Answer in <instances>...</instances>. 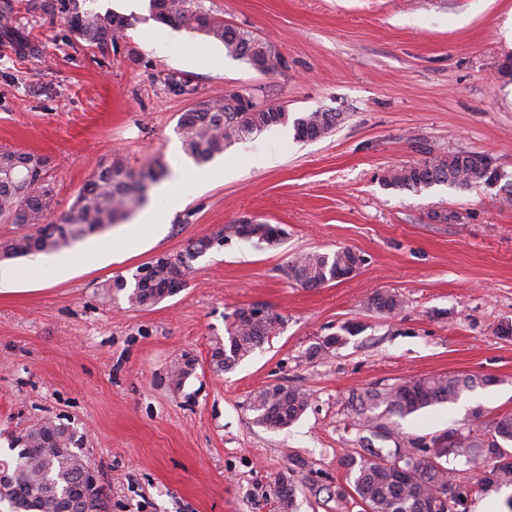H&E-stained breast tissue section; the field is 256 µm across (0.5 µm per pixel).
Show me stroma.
<instances>
[{"label":"stroma","mask_w":512,"mask_h":512,"mask_svg":"<svg viewBox=\"0 0 512 512\" xmlns=\"http://www.w3.org/2000/svg\"><path fill=\"white\" fill-rule=\"evenodd\" d=\"M31 43H0V145L46 156L55 207L66 211L101 164L122 155L135 169L179 144L176 125L198 99L240 89L285 105L290 117L340 112L331 133L295 140L291 125L233 141L218 164L236 177L188 198L172 196L137 251L87 266V241L67 249L69 278L37 290L0 278V456L11 439L52 419L78 428L107 495L106 512H282L275 481L288 457L298 474L295 512H336L344 457L359 449L351 390L411 376L489 374L496 386L401 419L407 436L512 414V205L497 185L384 188L387 170L431 155L487 156L512 181V0H206L225 23L273 42L284 69L263 74L220 42L150 15L149 0H87L130 25L100 49L62 16L14 0ZM175 45L159 53L149 40ZM195 53L184 56L183 45ZM192 92L170 89L168 76ZM274 165H267L268 156ZM455 213L436 224L431 210ZM277 224L268 246L240 238L192 262L185 284L149 308L132 306L115 279L241 220ZM350 247L364 256L349 278L306 289L282 269L302 250ZM406 306L388 318L366 309L379 290ZM263 305L279 333L231 369L212 360L226 314ZM355 324L328 358L311 346ZM191 358L182 383L173 366ZM307 390L293 425L268 430L248 408L274 384Z\"/></svg>","instance_id":"stroma-1"}]
</instances>
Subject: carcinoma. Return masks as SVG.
I'll return each mask as SVG.
<instances>
[{
  "mask_svg": "<svg viewBox=\"0 0 512 512\" xmlns=\"http://www.w3.org/2000/svg\"><path fill=\"white\" fill-rule=\"evenodd\" d=\"M35 7L45 15H66L73 32L91 46L102 47L125 36L128 27L125 17L82 10L78 0H36ZM150 9L156 21L171 27L188 26L223 43L228 54L259 70L276 72L285 66L270 44L245 29L224 23V18L205 6V0H150ZM0 41L19 55L30 50L28 36L15 26L12 0L0 3ZM252 97L250 90L241 89L204 100L194 111L183 113L177 133L185 154L204 164L223 154L232 141L290 121L289 114L279 109L249 111ZM292 121L296 140H316L332 132L341 122V113L311 112ZM168 171V165L159 158L136 171L123 158L115 157L97 168L67 211L55 217V222L46 223L44 217L54 201V187L42 157L13 146H0V224L34 227L30 233L1 240L0 257L59 252L130 218L147 200L151 186ZM495 179L489 158L483 156L476 162L454 153L391 169L381 182L387 189L419 192L438 184L465 188ZM228 234L274 245L281 241L284 231L277 224L252 220L230 224L206 244L198 239L175 258L155 259L135 275L132 288H127L123 279L115 281L113 288L129 290L128 301L137 307H152L181 288L191 271L189 261L205 253L212 243L223 242ZM363 264L364 257L351 248L301 251L289 260L283 273L303 288H320L350 276ZM404 306L403 296L391 290H380L367 300V308L390 317L398 315ZM251 310L256 313L252 320L242 317L241 308L228 316L227 337L216 342L212 351V356L218 358V368L225 370L248 357L279 331L282 316L259 305L251 306ZM346 334H353L348 325L341 327V333L312 346L309 357L330 355ZM496 384L497 378L488 374L443 373L352 391L348 401L367 435L362 437L363 453L343 462L348 480L336 486V508L358 498L366 506L364 512H466L472 494L512 487V415L496 418L483 428L463 423L444 430L442 434L451 441L443 448L430 446L433 434L402 435L395 422L430 406L453 404L468 392ZM309 405L306 390L277 384L255 391L248 408L257 425L275 430L297 421ZM389 441L393 446H386ZM15 444L16 455L0 460V500L7 501L13 512H104L101 487L84 497L74 496L89 470L83 436L75 428L47 420L17 436ZM452 460L466 464L480 461L483 470L476 484L458 481L457 468L450 465ZM275 494L282 509L290 512L295 487L289 476L278 478Z\"/></svg>",
  "mask_w": 512,
  "mask_h": 512,
  "instance_id": "obj_1",
  "label": "carcinoma"
}]
</instances>
